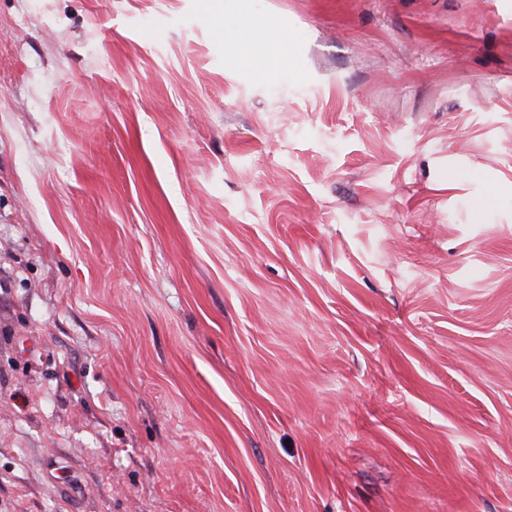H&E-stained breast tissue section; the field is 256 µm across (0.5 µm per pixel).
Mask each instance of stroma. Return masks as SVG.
<instances>
[{
    "mask_svg": "<svg viewBox=\"0 0 512 512\" xmlns=\"http://www.w3.org/2000/svg\"><path fill=\"white\" fill-rule=\"evenodd\" d=\"M0 0V512H512V0ZM290 38L279 26H255L243 10L224 16L225 45L258 75L265 72L269 60L283 51Z\"/></svg>",
    "mask_w": 512,
    "mask_h": 512,
    "instance_id": "35a3bbf8",
    "label": "stroma"
}]
</instances>
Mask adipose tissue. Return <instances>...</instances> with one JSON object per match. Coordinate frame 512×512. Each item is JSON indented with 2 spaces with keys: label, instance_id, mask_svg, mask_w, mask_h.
<instances>
[{
  "label": "adipose tissue",
  "instance_id": "ef3b65f1",
  "mask_svg": "<svg viewBox=\"0 0 512 512\" xmlns=\"http://www.w3.org/2000/svg\"><path fill=\"white\" fill-rule=\"evenodd\" d=\"M224 40L237 60L260 75L269 60L283 51L290 35L275 25L255 26L246 12L238 11L224 17Z\"/></svg>",
  "mask_w": 512,
  "mask_h": 512
}]
</instances>
